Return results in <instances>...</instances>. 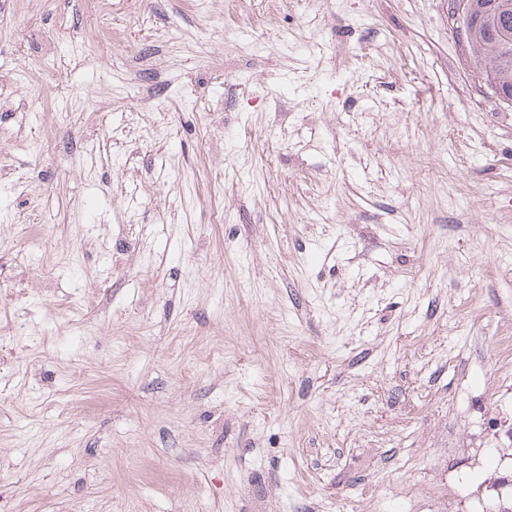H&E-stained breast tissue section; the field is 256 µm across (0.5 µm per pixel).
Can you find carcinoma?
Returning a JSON list of instances; mask_svg holds the SVG:
<instances>
[{"label": "carcinoma", "instance_id": "cac0c4a2", "mask_svg": "<svg viewBox=\"0 0 512 512\" xmlns=\"http://www.w3.org/2000/svg\"><path fill=\"white\" fill-rule=\"evenodd\" d=\"M471 13L454 18L456 28L471 34L470 46L475 50L484 74H490L502 86L512 87V50L502 49L494 31L487 25L474 27L470 14H483L509 24L512 29V0H470Z\"/></svg>", "mask_w": 512, "mask_h": 512}]
</instances>
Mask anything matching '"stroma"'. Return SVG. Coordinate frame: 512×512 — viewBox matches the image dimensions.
Wrapping results in <instances>:
<instances>
[{"label": "stroma", "mask_w": 512, "mask_h": 512, "mask_svg": "<svg viewBox=\"0 0 512 512\" xmlns=\"http://www.w3.org/2000/svg\"><path fill=\"white\" fill-rule=\"evenodd\" d=\"M511 337L448 0H0V512H503Z\"/></svg>", "instance_id": "1"}]
</instances>
